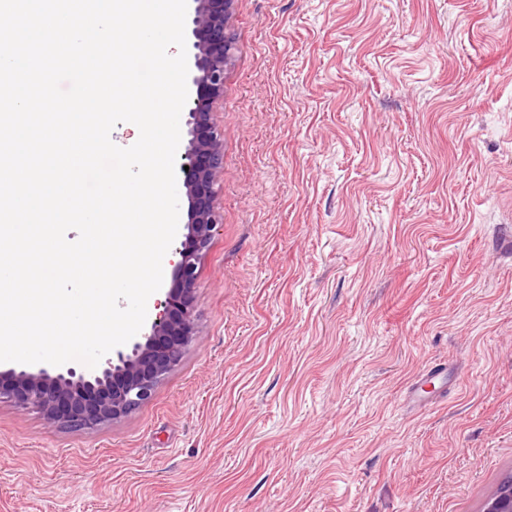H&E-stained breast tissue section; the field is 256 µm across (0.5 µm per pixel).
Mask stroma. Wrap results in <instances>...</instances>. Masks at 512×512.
<instances>
[{"mask_svg":"<svg viewBox=\"0 0 512 512\" xmlns=\"http://www.w3.org/2000/svg\"><path fill=\"white\" fill-rule=\"evenodd\" d=\"M196 335L93 428L0 400V512H483L512 473V0H232ZM444 362L458 382L408 401ZM435 381L439 383L436 391ZM454 374L446 364H439L423 370L411 384L408 392L409 400L420 407H426L434 403L433 396L437 393H448L454 387ZM432 383L430 391H425L423 386ZM431 398V399H430ZM430 399V400H429Z\"/></svg>","mask_w":512,"mask_h":512,"instance_id":"1","label":"stroma"}]
</instances>
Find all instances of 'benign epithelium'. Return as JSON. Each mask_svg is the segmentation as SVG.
<instances>
[{
	"mask_svg": "<svg viewBox=\"0 0 512 512\" xmlns=\"http://www.w3.org/2000/svg\"><path fill=\"white\" fill-rule=\"evenodd\" d=\"M191 2L188 81L195 96L189 102L190 141L183 156L190 207L172 285L159 303L150 331L100 365H49L0 373V399L36 407L53 423L92 429L137 410L153 398L158 383L181 362L196 335L193 302L198 264L221 223L213 204L214 182L222 165L221 145L209 116L224 94L230 45L225 8L230 0Z\"/></svg>",
	"mask_w": 512,
	"mask_h": 512,
	"instance_id": "7a95c632",
	"label": "benign epithelium"
}]
</instances>
